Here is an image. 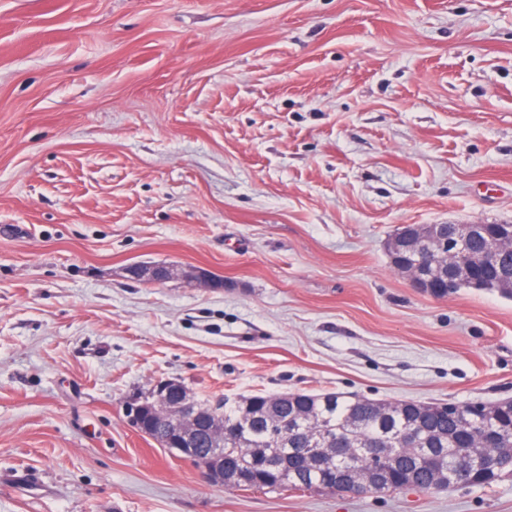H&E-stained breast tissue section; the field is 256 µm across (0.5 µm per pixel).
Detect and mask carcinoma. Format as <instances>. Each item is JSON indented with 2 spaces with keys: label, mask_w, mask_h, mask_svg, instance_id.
Returning <instances> with one entry per match:
<instances>
[{
  "label": "carcinoma",
  "mask_w": 512,
  "mask_h": 512,
  "mask_svg": "<svg viewBox=\"0 0 512 512\" xmlns=\"http://www.w3.org/2000/svg\"><path fill=\"white\" fill-rule=\"evenodd\" d=\"M465 224H439L440 240H461L466 255L478 256L484 252L487 236L494 229H480L465 234ZM512 278V251L497 252L480 266L474 279L462 280L453 288H437L434 295L446 297L462 288L476 290L507 289L502 284ZM224 418V431H241L236 440L239 449L224 444V458L235 463L236 468L252 475L249 485L242 490L316 491L326 486L348 491L349 480L342 478L336 469L347 466L356 472L371 467V460L354 458L338 460L328 455L327 449L336 447V441L345 438L354 445L372 448L382 456L389 448L401 447L409 428L421 426L423 447L436 449V455L418 451L401 456L389 463V473L375 493L415 490L429 492L438 489L433 484L437 457L448 454L450 448H477L483 432L493 433L504 444L512 442V403L487 405L470 402L464 405L439 403L426 417L419 415L414 402H405L395 411H377V402L367 399L349 400L337 393H284L281 401L270 404L266 393L257 392L233 403L217 407ZM327 434L323 444L321 462L315 469L297 468L292 479L280 483L279 468L268 465L271 454L283 465L294 466L306 454L316 433ZM499 469H492L488 476L470 475L465 479L448 481L444 487L487 486L498 477Z\"/></svg>",
  "instance_id": "1"
}]
</instances>
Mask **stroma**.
<instances>
[{"label":"stroma","mask_w":512,"mask_h":512,"mask_svg":"<svg viewBox=\"0 0 512 512\" xmlns=\"http://www.w3.org/2000/svg\"><path fill=\"white\" fill-rule=\"evenodd\" d=\"M503 222L512 0H0V512H512V466L362 497L209 484L123 412L158 380L512 401V297L433 296L386 248ZM434 229L435 225L428 224H411L407 227L405 231V235L399 243L398 241H394L392 243V248L394 251H398L399 247H403L405 250H417L419 251L421 245L420 242L423 240H433L434 239ZM127 271L134 274L136 279L152 283L165 282L174 275V269L165 265H132Z\"/></svg>","instance_id":"stroma-1"}]
</instances>
